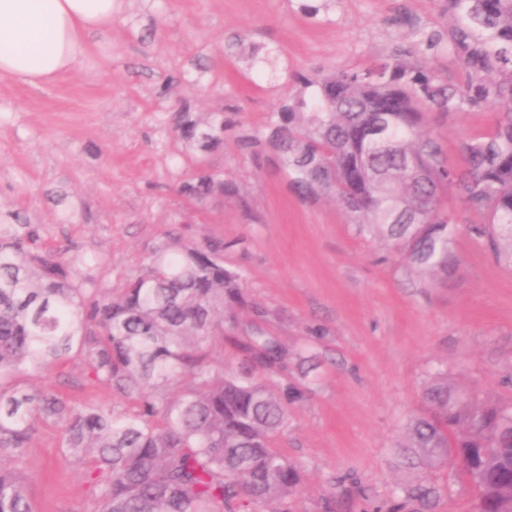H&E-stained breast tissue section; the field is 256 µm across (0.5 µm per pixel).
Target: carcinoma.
Returning <instances> with one entry per match:
<instances>
[{
    "mask_svg": "<svg viewBox=\"0 0 512 512\" xmlns=\"http://www.w3.org/2000/svg\"><path fill=\"white\" fill-rule=\"evenodd\" d=\"M442 21L419 24L417 40L378 66L296 76L260 134H243L279 157L288 185L305 199L339 202L354 224L393 241L418 275L448 276L460 231L452 194L479 221L465 231L512 266V0H438ZM447 54L456 79L434 61ZM494 111V126L462 139L464 166L448 163L425 130L427 114ZM227 124L178 114L174 131L205 152ZM199 210L238 187L216 172L181 186ZM224 239H170L116 296L89 288L36 229L0 232V380L41 372L80 343L90 379L133 402L126 411L0 384V512H35L29 477L4 466L22 458L37 421L63 429V455L88 464L100 512H291L301 477L275 447L288 404L301 389L271 384L290 352L254 326L240 369L213 361L207 343L239 328L224 310L244 304L240 276L224 267ZM190 377L178 399L170 386ZM425 411L407 429L404 457L431 473L451 464L471 490L470 512H512V398L486 404L434 373ZM435 486L409 489L408 512H428Z\"/></svg>",
    "mask_w": 512,
    "mask_h": 512,
    "instance_id": "1",
    "label": "carcinoma"
}]
</instances>
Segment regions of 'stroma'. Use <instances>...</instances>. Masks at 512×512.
I'll list each match as a JSON object with an SVG mask.
<instances>
[{
    "label": "stroma",
    "mask_w": 512,
    "mask_h": 512,
    "mask_svg": "<svg viewBox=\"0 0 512 512\" xmlns=\"http://www.w3.org/2000/svg\"><path fill=\"white\" fill-rule=\"evenodd\" d=\"M401 15L437 21L438 2L338 0L312 18L299 0H116L111 32L74 71L37 87L0 76V226L40 225L44 245L81 257V277L116 292L170 237L223 238L246 297L234 310L239 336L256 324L300 350L288 382L306 393L276 440L302 475L292 512H324L337 483L366 491L340 512L386 510L427 479L399 448L437 369L483 399L512 396L511 267L463 233L453 275L417 276L336 201L293 194L271 150L239 141L263 131L295 74L387 59L406 34ZM242 34L275 50V69L226 53ZM178 112H220L231 127L193 153L172 131ZM493 122L490 111L431 113L425 128L459 166V141ZM205 169L223 172L241 199L190 206L180 186ZM16 383L129 407L90 383L76 353ZM61 443V427L42 423L14 463L31 476L36 512H98L84 466Z\"/></svg>",
    "instance_id": "35a3bbf8"
}]
</instances>
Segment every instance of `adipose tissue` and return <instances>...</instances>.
Here are the masks:
<instances>
[{"label": "adipose tissue", "instance_id": "obj_1", "mask_svg": "<svg viewBox=\"0 0 512 512\" xmlns=\"http://www.w3.org/2000/svg\"><path fill=\"white\" fill-rule=\"evenodd\" d=\"M114 0H0V75L55 82L80 65L91 38L112 29Z\"/></svg>", "mask_w": 512, "mask_h": 512}]
</instances>
